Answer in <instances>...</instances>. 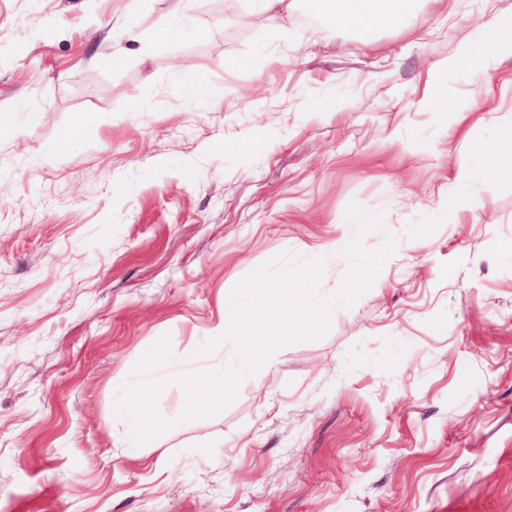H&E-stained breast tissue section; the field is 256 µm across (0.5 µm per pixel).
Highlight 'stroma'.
<instances>
[{
    "label": "stroma",
    "instance_id": "stroma-1",
    "mask_svg": "<svg viewBox=\"0 0 512 512\" xmlns=\"http://www.w3.org/2000/svg\"><path fill=\"white\" fill-rule=\"evenodd\" d=\"M169 4L0 0V512H512V0L373 33L297 10L278 46L250 0L165 38ZM463 49L482 83L444 70ZM281 253L325 258L327 333L189 432L160 374L168 428L117 448L135 363L165 336L217 361Z\"/></svg>",
    "mask_w": 512,
    "mask_h": 512
}]
</instances>
